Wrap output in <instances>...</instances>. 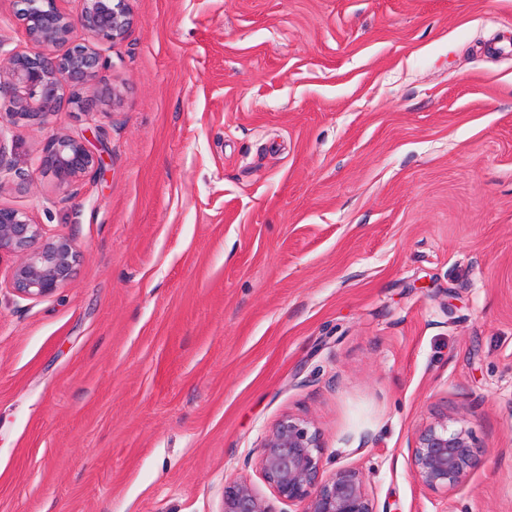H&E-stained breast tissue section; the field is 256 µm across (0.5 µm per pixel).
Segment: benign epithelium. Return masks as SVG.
<instances>
[{
  "instance_id": "7a95c632",
  "label": "benign epithelium",
  "mask_w": 512,
  "mask_h": 512,
  "mask_svg": "<svg viewBox=\"0 0 512 512\" xmlns=\"http://www.w3.org/2000/svg\"><path fill=\"white\" fill-rule=\"evenodd\" d=\"M15 14L27 38L42 51L0 54V104L10 120L36 121L63 101L85 112L87 103L66 96L69 86L91 83L102 66L101 50L86 42L69 43L76 27L92 37L115 43L122 40L133 18L127 0H79L76 15L60 11L56 0H13ZM69 44L58 55L56 49ZM97 158L82 140L70 135L50 137L37 167L54 172L65 185L95 167ZM19 257L11 277L13 292L22 299L54 295L71 280L80 251L73 239L49 232L28 212L0 205V253ZM473 436L465 421L438 415L418 430L408 448L414 480L435 494L464 484L477 461ZM324 447L313 421L283 416L264 438L257 466L263 482L295 512H379L356 468H339L326 475ZM222 512H273L271 505L246 479L224 483Z\"/></svg>"
}]
</instances>
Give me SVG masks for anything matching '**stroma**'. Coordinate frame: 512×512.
<instances>
[{"label": "stroma", "mask_w": 512, "mask_h": 512, "mask_svg": "<svg viewBox=\"0 0 512 512\" xmlns=\"http://www.w3.org/2000/svg\"><path fill=\"white\" fill-rule=\"evenodd\" d=\"M128 3L89 112L1 144L80 261L34 301L0 255V512H221L288 414L380 512H512V0ZM55 133L102 168L60 186ZM444 412L443 498L407 457ZM473 436L464 420L438 415L418 430L408 450L410 471L425 490L446 494L464 484L477 461Z\"/></svg>", "instance_id": "obj_1"}]
</instances>
